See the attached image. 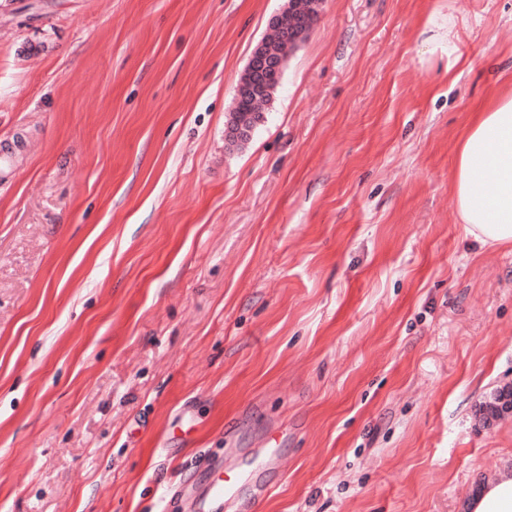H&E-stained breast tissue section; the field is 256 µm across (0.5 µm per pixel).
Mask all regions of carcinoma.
Wrapping results in <instances>:
<instances>
[{"label":"carcinoma","mask_w":512,"mask_h":512,"mask_svg":"<svg viewBox=\"0 0 512 512\" xmlns=\"http://www.w3.org/2000/svg\"><path fill=\"white\" fill-rule=\"evenodd\" d=\"M318 11L314 0H289L286 10L276 20V30L255 51L244 77V84L239 88L234 123L247 131L259 118V113L252 106V98L258 94L261 99L269 97L280 79V65L286 57V50L292 46L297 37L308 30Z\"/></svg>","instance_id":"cac0c4a2"}]
</instances>
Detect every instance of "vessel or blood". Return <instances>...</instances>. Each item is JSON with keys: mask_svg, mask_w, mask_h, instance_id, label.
I'll return each instance as SVG.
<instances>
[{"mask_svg": "<svg viewBox=\"0 0 512 512\" xmlns=\"http://www.w3.org/2000/svg\"><path fill=\"white\" fill-rule=\"evenodd\" d=\"M201 465L210 474L204 492L196 495L183 486L170 487L162 498V512H214L215 505L235 501L241 485L251 477L250 470L242 466L228 474L223 463L205 459Z\"/></svg>", "mask_w": 512, "mask_h": 512, "instance_id": "vessel-or-blood-1", "label": "vessel or blood"}]
</instances>
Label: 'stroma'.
<instances>
[{"label":"stroma","mask_w":512,"mask_h":512,"mask_svg":"<svg viewBox=\"0 0 512 512\" xmlns=\"http://www.w3.org/2000/svg\"><path fill=\"white\" fill-rule=\"evenodd\" d=\"M0 0V512H471L512 480V248L452 205L512 0ZM314 1L289 0L286 10L276 20V30L255 51L244 77V84L239 88L233 119L236 126L244 131L253 127L259 118L252 106V98L259 94L262 101L269 97L280 79V65L286 57V50L297 37L308 30L318 14ZM200 465L210 474L204 492L193 500L192 490L183 486H172L162 498V512H218L213 506L224 504V501H235L241 485L251 477V471L243 465L233 468L232 476L225 474L222 462L203 459Z\"/></svg>","instance_id":"stroma-1"}]
</instances>
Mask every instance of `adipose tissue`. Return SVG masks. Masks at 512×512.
Listing matches in <instances>:
<instances>
[{"instance_id": "adipose-tissue-1", "label": "adipose tissue", "mask_w": 512, "mask_h": 512, "mask_svg": "<svg viewBox=\"0 0 512 512\" xmlns=\"http://www.w3.org/2000/svg\"><path fill=\"white\" fill-rule=\"evenodd\" d=\"M452 195L465 234L512 246V90L475 112L455 147Z\"/></svg>"}]
</instances>
